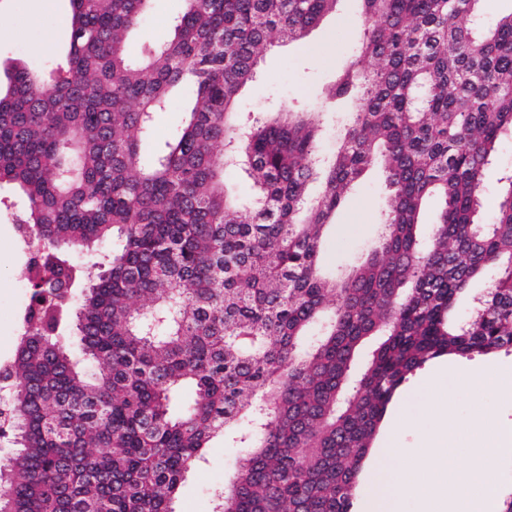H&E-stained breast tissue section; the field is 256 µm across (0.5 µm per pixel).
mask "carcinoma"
<instances>
[{"label": "carcinoma", "instance_id": "cac0c4a2", "mask_svg": "<svg viewBox=\"0 0 512 512\" xmlns=\"http://www.w3.org/2000/svg\"><path fill=\"white\" fill-rule=\"evenodd\" d=\"M69 2L61 60L0 83V187L43 242L24 270V354L0 372V510L174 512L222 435L243 457L212 512H353L409 376L512 351V172L483 218L484 171L512 137V12L484 29L481 0H360L355 58L327 91L359 109L324 161L319 113L245 132L235 109L273 41L305 38L339 0H184L171 39L138 58L127 40L149 0ZM177 88L185 121L142 155ZM373 164L388 187L379 244L327 276L323 240ZM237 166L258 190L249 220L224 183Z\"/></svg>", "mask_w": 512, "mask_h": 512}]
</instances>
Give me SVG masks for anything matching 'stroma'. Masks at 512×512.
Wrapping results in <instances>:
<instances>
[{"mask_svg":"<svg viewBox=\"0 0 512 512\" xmlns=\"http://www.w3.org/2000/svg\"><path fill=\"white\" fill-rule=\"evenodd\" d=\"M184 8L182 0H150L147 14L134 32L129 52L140 56L145 46L166 42L170 22ZM68 0H0V68L13 63L38 66L64 51L70 29ZM359 0H341L335 14L325 17L298 42L273 43L258 65L257 78L243 90L242 113L269 115L292 105H312L320 110L323 124L321 155L332 154L348 126L355 104L342 107L325 102L323 92L351 60L362 32ZM387 190L378 166H370L355 191L337 211L335 224L322 245L326 272L345 274L365 261L374 250L383 221ZM29 257L20 242L11 214L0 205V365H8L16 350L19 317L29 302V290L19 277ZM432 364H425L401 386L369 451L376 459L383 451L390 425H397V447L419 452L435 430L432 407L440 391L428 383ZM485 419L512 427V397L493 392L456 391L452 399L455 417L469 421L474 408ZM241 456L239 449L216 437L204 459L182 481L177 512H211L210 488L222 485Z\"/></svg>","mask_w":512,"mask_h":512,"instance_id":"obj_1","label":"stroma"}]
</instances>
